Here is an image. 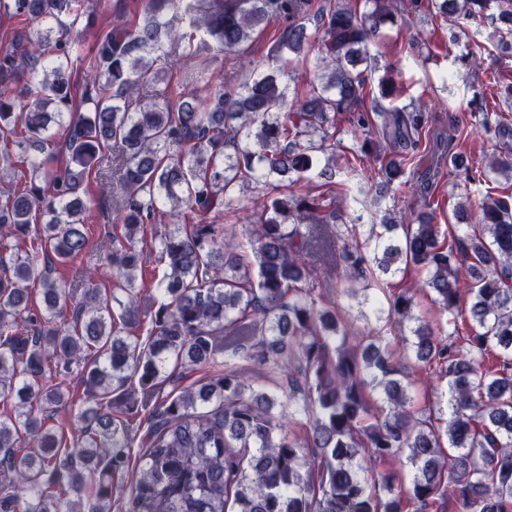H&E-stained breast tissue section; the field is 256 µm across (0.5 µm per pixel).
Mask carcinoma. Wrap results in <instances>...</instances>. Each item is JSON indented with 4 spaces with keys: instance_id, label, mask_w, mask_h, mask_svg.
<instances>
[{
    "instance_id": "1",
    "label": "carcinoma",
    "mask_w": 512,
    "mask_h": 512,
    "mask_svg": "<svg viewBox=\"0 0 512 512\" xmlns=\"http://www.w3.org/2000/svg\"><path fill=\"white\" fill-rule=\"evenodd\" d=\"M90 0H0L35 24L0 50V137L25 156L20 189L0 191V250H17L0 273V512H512V194L487 192L482 230L441 241L439 226L356 227L327 234L339 217L333 187L336 116L345 115L360 152L385 142L379 196L403 192L417 156L443 161L471 182L512 174L495 159L475 173L448 137L426 128L413 103L386 107L393 80L369 98L370 44L397 15L431 11L466 35L490 20L512 52V0H401L397 13L374 0L359 13L343 0H140L101 33L73 106L69 65L81 51ZM274 17L288 19L271 61L243 60L245 45ZM314 54L318 84L287 99L293 60ZM242 59L248 75L224 90L217 56ZM181 68L177 105L156 85ZM22 87H16V84ZM207 96L199 95L201 88ZM63 130L66 167L44 152ZM38 154H27L28 149ZM119 163L106 170L109 157ZM321 179L314 195L286 194L284 181ZM97 192H79L82 184ZM112 200L107 265L84 262L86 213ZM170 208L177 224L158 227ZM39 215L49 216L42 224ZM251 224H222L230 216ZM345 263L356 289L384 293V276L425 273L419 284L456 325L468 304L467 335L437 336L415 314V292L373 299L379 327L348 336L315 295L323 269L308 256ZM162 265L159 299L142 308L138 273ZM74 266L70 280L56 265ZM40 283L43 306L30 303ZM73 306L70 321L63 310ZM412 324L404 349L434 367L448 387L449 419L412 405L410 375L384 328ZM274 377L256 389L239 362ZM220 365L179 393L160 397L169 364ZM76 375L83 399L69 428L48 424ZM59 382H51L52 378ZM298 385L303 404L273 409ZM386 399L380 417L368 391ZM372 466L405 458L413 472L395 490ZM385 491L380 495L377 489Z\"/></svg>"
}]
</instances>
